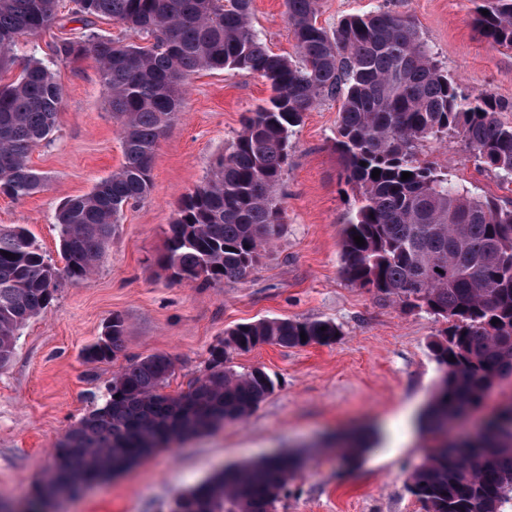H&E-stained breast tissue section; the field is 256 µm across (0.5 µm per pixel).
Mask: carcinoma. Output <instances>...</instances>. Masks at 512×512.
Instances as JSON below:
<instances>
[{
	"instance_id": "cac0c4a2",
	"label": "carcinoma",
	"mask_w": 512,
	"mask_h": 512,
	"mask_svg": "<svg viewBox=\"0 0 512 512\" xmlns=\"http://www.w3.org/2000/svg\"><path fill=\"white\" fill-rule=\"evenodd\" d=\"M475 2L479 33L512 49V0ZM74 3L85 25L107 18L146 40L126 43L91 33L63 38L53 48L56 61L90 57L98 64L124 161L88 193L63 202L57 215L63 267L50 262L26 228H0V367L10 362L20 330L50 308L60 281L89 279L126 207L149 196L155 150L180 111L189 76L228 68L264 77L272 96L245 117L231 147L179 204L162 270L200 286L244 279L283 226L274 192L290 133L315 104L337 98L344 181L359 194L342 233V273L383 300L447 324L431 343L443 375L425 411V429L440 434L443 419L464 416L498 380L512 378V208L471 195L416 157L422 141L456 135L483 170L512 184V123L501 120L504 105L492 94L459 91L412 19L377 10L346 17L329 31L317 25L318 0H285L296 52L283 56L252 28V0ZM57 8L58 0H0V194L13 200L44 185L28 158L50 141L63 90L36 58L16 78H1L15 66V43L55 24ZM404 172L411 177L402 179ZM340 335L325 320L241 324L211 351L207 372L175 394L165 392L174 373L169 356L129 361L112 378L104 403L57 442L37 498L20 511L0 501V512H41L40 499L72 494L80 483L152 448L245 420L273 393L274 383L260 368L233 369L229 352L263 344L327 345ZM125 336V321L112 316L85 359L112 361ZM219 482L217 489L201 484L182 496L174 512H272L289 479L277 460ZM408 488L424 512H512V400L489 417L477 439H463L416 465Z\"/></svg>"
}]
</instances>
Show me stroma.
Segmentation results:
<instances>
[{
  "mask_svg": "<svg viewBox=\"0 0 512 512\" xmlns=\"http://www.w3.org/2000/svg\"><path fill=\"white\" fill-rule=\"evenodd\" d=\"M74 8L73 0H59L58 22L21 40L18 59L51 60L59 38L91 31L137 41L106 20L85 27L74 21ZM377 9L411 17L439 67L465 91L491 92L506 105L503 121L512 122V50L480 35L472 0H318V22L331 29ZM285 11V0H253L258 35L274 52L291 54ZM51 70L63 109L51 142L29 157L45 184L19 201L0 194V226L26 227L57 264L61 203L115 172L123 154L96 62L53 63ZM270 95L266 79L247 71L189 78L182 108L157 146L150 195L125 209L91 279L62 282L49 311L20 331L0 369V498L25 501L44 482L57 441L102 403L129 358L170 355L174 393L206 373L226 330L288 317L330 320L341 334L323 346L231 352L236 370L262 369L275 384L244 422L156 450L79 498L48 501L43 512H173L182 495L224 468L280 455L296 458L301 470L273 512H422L407 479L434 446L419 417L442 375L430 343L445 323L380 300L342 274V230L358 202L336 147L339 101H320L290 136L275 191L283 227L245 279L201 288L171 280L157 263L182 199ZM418 157L473 194L512 207V184L481 171L460 138L427 139ZM115 314L127 326L122 352L109 362H86L85 348ZM361 428L373 438L368 450L348 455L337 448L338 434Z\"/></svg>",
  "mask_w": 512,
  "mask_h": 512,
  "instance_id": "obj_1",
  "label": "stroma"
}]
</instances>
